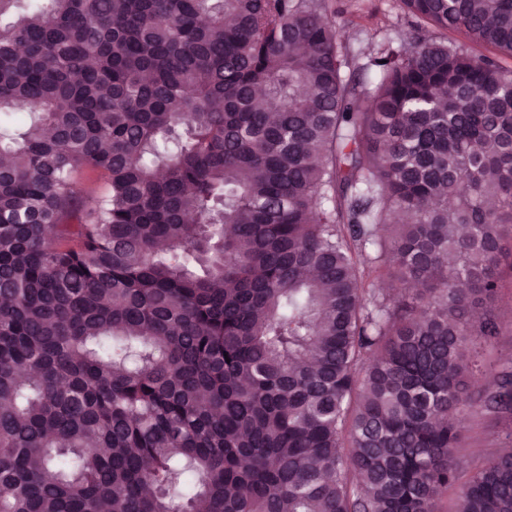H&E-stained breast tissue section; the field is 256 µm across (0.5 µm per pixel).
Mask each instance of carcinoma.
Instances as JSON below:
<instances>
[{
    "label": "carcinoma",
    "instance_id": "cac0c4a2",
    "mask_svg": "<svg viewBox=\"0 0 512 512\" xmlns=\"http://www.w3.org/2000/svg\"><path fill=\"white\" fill-rule=\"evenodd\" d=\"M401 3L496 55L0 0V512H439L512 273V0ZM456 512H512L511 428Z\"/></svg>",
    "mask_w": 512,
    "mask_h": 512
}]
</instances>
